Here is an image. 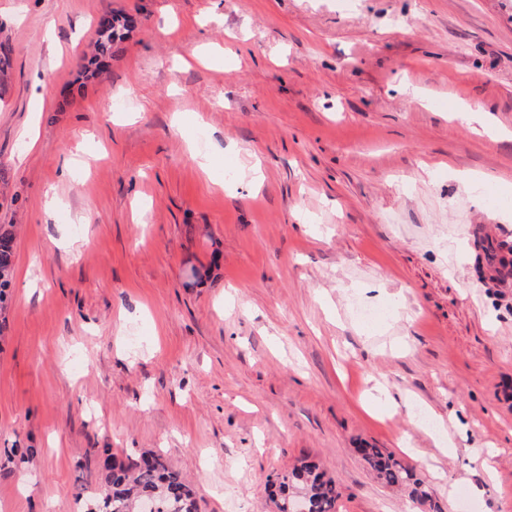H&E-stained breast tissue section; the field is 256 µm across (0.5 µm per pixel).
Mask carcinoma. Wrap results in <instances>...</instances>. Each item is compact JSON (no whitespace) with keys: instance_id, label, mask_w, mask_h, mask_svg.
<instances>
[{"instance_id":"1","label":"carcinoma","mask_w":512,"mask_h":512,"mask_svg":"<svg viewBox=\"0 0 512 512\" xmlns=\"http://www.w3.org/2000/svg\"><path fill=\"white\" fill-rule=\"evenodd\" d=\"M131 20L120 14L100 22L97 29L94 64L104 67L112 57V49L123 42ZM14 231L12 225H0V303L4 301L8 277L13 267ZM482 259L492 278L505 282L512 279V245L484 238L481 241ZM99 474L98 495L94 512H141L142 502L148 500L156 512H199L196 492L182 474L161 455L147 452L127 461L117 458L108 448H91ZM361 455L375 477L389 487H406L413 498L422 504L432 502L428 485L419 478L413 467L380 448H363ZM271 498L276 512H297L295 502L305 503L306 512H335L339 492L336 481L306 460L277 477L271 483Z\"/></svg>"}]
</instances>
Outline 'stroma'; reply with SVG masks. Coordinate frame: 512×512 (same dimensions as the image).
<instances>
[{"instance_id":"obj_1","label":"stroma","mask_w":512,"mask_h":512,"mask_svg":"<svg viewBox=\"0 0 512 512\" xmlns=\"http://www.w3.org/2000/svg\"><path fill=\"white\" fill-rule=\"evenodd\" d=\"M0 38V512H81L91 448L164 455L200 512H274L304 457L337 512H429L367 445L512 512V282L473 246L512 241V0H0ZM130 26V18L120 14H113L111 20L106 19L100 22L94 57V64L98 69L104 67L106 58L112 57V49L123 42L125 31H128ZM14 237L11 224L0 225V303L4 301L8 277L13 267Z\"/></svg>"}]
</instances>
